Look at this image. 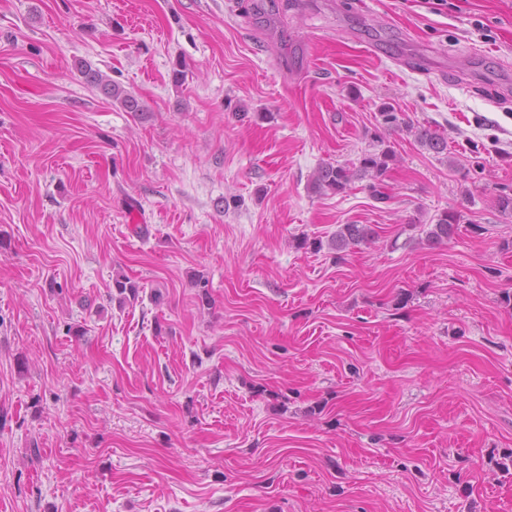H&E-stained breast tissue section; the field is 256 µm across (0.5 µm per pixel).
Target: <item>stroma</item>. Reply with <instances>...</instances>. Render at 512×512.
I'll list each match as a JSON object with an SVG mask.
<instances>
[{"instance_id":"35a3bbf8","label":"stroma","mask_w":512,"mask_h":512,"mask_svg":"<svg viewBox=\"0 0 512 512\" xmlns=\"http://www.w3.org/2000/svg\"><path fill=\"white\" fill-rule=\"evenodd\" d=\"M504 193L512 0H0V512H512ZM79 72L89 84L104 87L107 93L112 94V98L120 101L126 111L135 113L145 112L143 105L135 96L121 89L118 85L113 84L112 81L101 72L92 69L91 65L87 62L81 64ZM416 141L420 146L432 151L434 154L448 153V140L430 128H420L415 131ZM381 148L368 151L361 155L357 164L325 165L318 168L313 185L318 192H330L331 194L344 193L349 189L355 180L368 179L367 186L377 200H384L386 197L379 190L390 165L396 160L395 151L390 145H386L383 139L377 141ZM461 217L455 212L441 213L435 224H429L431 228L425 232V241L428 246H436L448 243L457 231V224H460ZM373 234L371 227L366 224H342L338 226L330 246L336 252H343L352 246L368 242Z\"/></svg>"}]
</instances>
